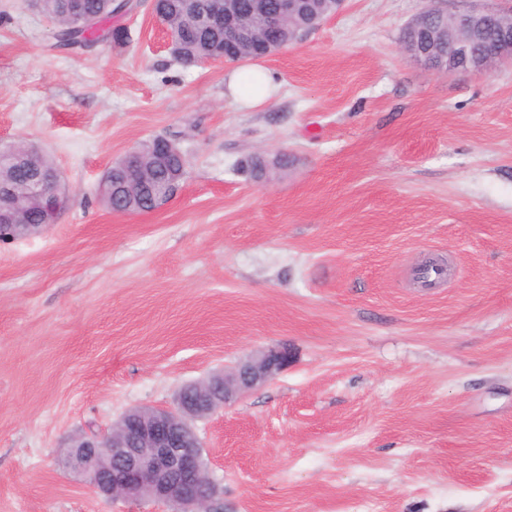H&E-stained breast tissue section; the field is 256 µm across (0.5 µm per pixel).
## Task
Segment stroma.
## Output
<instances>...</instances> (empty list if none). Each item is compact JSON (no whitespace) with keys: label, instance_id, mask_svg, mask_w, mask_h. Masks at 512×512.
Wrapping results in <instances>:
<instances>
[{"label":"stroma","instance_id":"1","mask_svg":"<svg viewBox=\"0 0 512 512\" xmlns=\"http://www.w3.org/2000/svg\"><path fill=\"white\" fill-rule=\"evenodd\" d=\"M427 5L347 0L259 61L256 103L228 87L248 62L175 63L151 0L78 55L0 0V141L69 195L0 242V512H172L96 495L59 464L71 437L280 346L286 370L196 423L215 512H512V64L415 60ZM157 135L180 192L110 212L105 172Z\"/></svg>","mask_w":512,"mask_h":512}]
</instances>
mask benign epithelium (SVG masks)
Here are the masks:
<instances>
[{
    "label": "benign epithelium",
    "mask_w": 512,
    "mask_h": 512,
    "mask_svg": "<svg viewBox=\"0 0 512 512\" xmlns=\"http://www.w3.org/2000/svg\"><path fill=\"white\" fill-rule=\"evenodd\" d=\"M301 0H277L273 10L254 3L253 10L262 18V31L275 39L268 42L267 54L283 48L285 24L298 10ZM499 10H467L453 15L434 4L413 21L407 31L413 36L411 53L420 61L450 74L487 75L489 71L469 56V44L447 39L448 52L428 61L423 45L435 36L455 30L480 35L496 23ZM202 25L224 32V56L227 63L231 50L250 37V30L237 9V0H209L200 18ZM139 151L128 153L120 177L107 173L103 183L112 195L125 185L138 182L144 169L138 161ZM181 188L178 181L152 196L153 209L173 198ZM67 196L58 170L49 169L25 182L0 179V224L9 225L15 239H25L56 223L64 209ZM40 208L44 224H29L23 202ZM291 352L282 347L270 349L239 363L228 373L214 374L182 389L173 410L133 408L125 412L104 434H85L72 438L70 447L78 452L63 465L84 478L91 477L88 487L106 499H150L174 507V512H212L217 485L208 475L203 444L194 423L208 417L250 390L272 380L288 367ZM112 472V479L103 473Z\"/></svg>",
    "instance_id": "benign-epithelium-1"
}]
</instances>
